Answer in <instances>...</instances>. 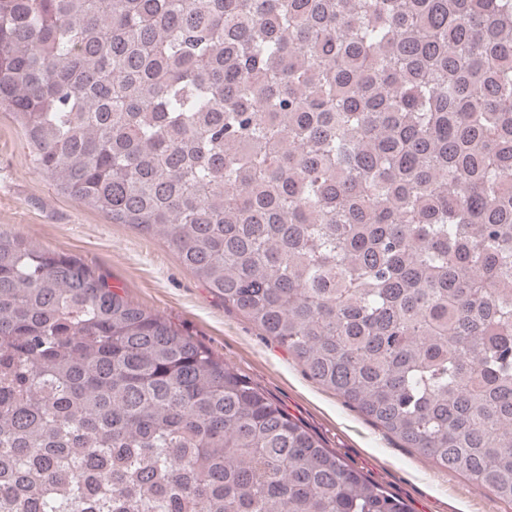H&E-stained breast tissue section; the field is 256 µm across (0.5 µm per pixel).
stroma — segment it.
<instances>
[{
    "label": "stroma",
    "mask_w": 512,
    "mask_h": 512,
    "mask_svg": "<svg viewBox=\"0 0 512 512\" xmlns=\"http://www.w3.org/2000/svg\"><path fill=\"white\" fill-rule=\"evenodd\" d=\"M0 228L74 255L143 308L180 325L321 438L352 468L412 512H512V502L401 447L242 314L228 309L163 241L112 223L58 191L36 167L25 137L0 111Z\"/></svg>",
    "instance_id": "obj_1"
}]
</instances>
